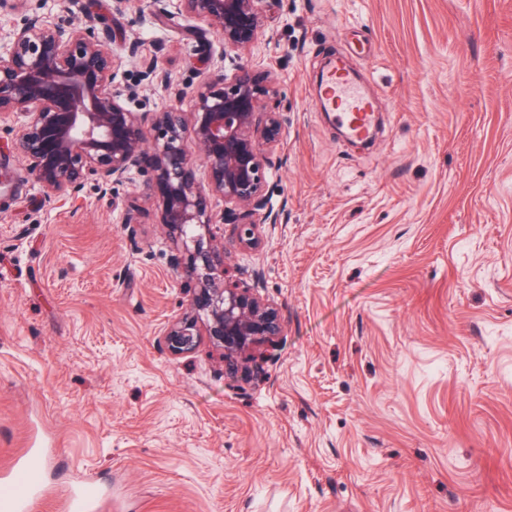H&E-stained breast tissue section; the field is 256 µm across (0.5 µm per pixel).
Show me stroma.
<instances>
[{
  "mask_svg": "<svg viewBox=\"0 0 512 512\" xmlns=\"http://www.w3.org/2000/svg\"><path fill=\"white\" fill-rule=\"evenodd\" d=\"M53 22L103 15L125 79L158 54L180 86L216 70L208 29L112 0H42ZM241 56L275 70L282 139L256 246L216 221L231 274L280 309L261 378L224 372L166 325L196 282L133 173L117 196H45L10 155L0 196V470L47 452L36 512L97 477L100 512H512V0H262ZM343 55L383 105L351 141L315 106Z\"/></svg>",
  "mask_w": 512,
  "mask_h": 512,
  "instance_id": "obj_1",
  "label": "stroma"
}]
</instances>
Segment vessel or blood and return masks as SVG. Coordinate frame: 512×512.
I'll list each match as a JSON object with an SVG mask.
<instances>
[{"instance_id":"vessel-or-blood-1","label":"vessel or blood","mask_w":512,"mask_h":512,"mask_svg":"<svg viewBox=\"0 0 512 512\" xmlns=\"http://www.w3.org/2000/svg\"><path fill=\"white\" fill-rule=\"evenodd\" d=\"M319 109L334 110L336 121L348 138L368 141L373 133L376 107L351 82L344 59H337L327 71L318 104ZM42 456L33 454L14 470L12 480L19 489L0 499V512H31L41 488ZM103 492L94 478L79 481L70 492L66 512H97Z\"/></svg>"}]
</instances>
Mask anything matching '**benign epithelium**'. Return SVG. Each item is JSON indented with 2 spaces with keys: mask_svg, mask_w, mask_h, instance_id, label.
<instances>
[{
  "mask_svg": "<svg viewBox=\"0 0 512 512\" xmlns=\"http://www.w3.org/2000/svg\"><path fill=\"white\" fill-rule=\"evenodd\" d=\"M259 4L147 0L153 20L203 23L224 45L229 65L206 76L188 96L156 57L140 58L137 84L119 82L110 28L50 22L40 13V0H0V9L22 15L10 48L0 53V122L21 120L6 149L28 162L47 197L59 200L76 198L89 180L100 192L117 195L133 171L148 167L163 188L156 196L159 223L179 249L173 266L198 282L191 314L167 325L164 345L173 355L193 351L201 319L206 335L224 346L226 373L247 378L264 373L262 355L283 335L281 314L257 287L227 277L224 249L204 244L197 230L213 223L215 195L224 199L221 220L241 227L248 245L255 243L256 215L277 222L263 194L270 166L263 147L279 145L283 120L262 105L263 98L277 95L276 78L270 71L251 74L230 55L260 39L265 18ZM158 84L174 91L168 105L151 114L129 108L137 88Z\"/></svg>",
  "mask_w": 512,
  "mask_h": 512,
  "instance_id": "1",
  "label": "benign epithelium"
}]
</instances>
